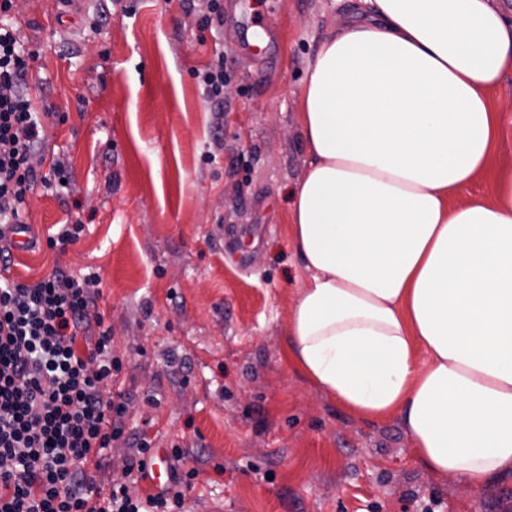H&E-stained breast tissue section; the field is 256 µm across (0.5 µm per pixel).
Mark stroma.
Segmentation results:
<instances>
[{
  "mask_svg": "<svg viewBox=\"0 0 512 512\" xmlns=\"http://www.w3.org/2000/svg\"><path fill=\"white\" fill-rule=\"evenodd\" d=\"M14 0L35 51L28 84L45 142L33 159L71 171L69 194L36 184L7 278L61 267L92 286L127 424L180 447L198 476L187 512H512V474L474 491L418 462L399 417L364 420L291 364L285 336L303 263L288 239L289 189L307 169L298 98L326 32L364 0ZM224 56L223 111L196 76ZM501 143L459 195H490L512 170V72L490 95ZM81 220L65 251L47 240Z\"/></svg>",
  "mask_w": 512,
  "mask_h": 512,
  "instance_id": "stroma-1",
  "label": "stroma"
}]
</instances>
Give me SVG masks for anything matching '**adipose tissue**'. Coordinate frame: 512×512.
Listing matches in <instances>:
<instances>
[{
	"mask_svg": "<svg viewBox=\"0 0 512 512\" xmlns=\"http://www.w3.org/2000/svg\"><path fill=\"white\" fill-rule=\"evenodd\" d=\"M369 2L302 83L288 346L351 413L400 415L428 472L483 488L512 472V171L493 199L449 200L491 159L512 17L495 0Z\"/></svg>",
	"mask_w": 512,
	"mask_h": 512,
	"instance_id": "obj_1",
	"label": "adipose tissue"
}]
</instances>
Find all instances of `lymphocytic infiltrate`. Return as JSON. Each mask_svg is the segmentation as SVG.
Here are the masks:
<instances>
[{
    "label": "lymphocytic infiltrate",
    "instance_id": "obj_1",
    "mask_svg": "<svg viewBox=\"0 0 512 512\" xmlns=\"http://www.w3.org/2000/svg\"><path fill=\"white\" fill-rule=\"evenodd\" d=\"M32 53L0 24V267L9 268L5 233L23 223L26 194L37 180L31 157L44 142L27 91ZM94 275L62 268L34 283L0 276V512H185L198 471L186 451L171 450L169 484L139 495L150 443L128 431L130 394L118 387L112 353L90 290ZM134 441L128 479L97 488L90 463L114 443Z\"/></svg>",
    "mask_w": 512,
    "mask_h": 512
}]
</instances>
